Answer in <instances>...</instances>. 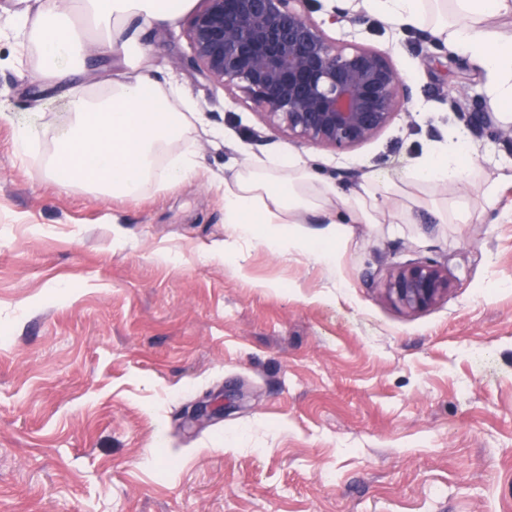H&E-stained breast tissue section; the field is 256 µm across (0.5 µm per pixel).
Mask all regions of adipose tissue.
Instances as JSON below:
<instances>
[{"label":"adipose tissue","instance_id":"1","mask_svg":"<svg viewBox=\"0 0 512 512\" xmlns=\"http://www.w3.org/2000/svg\"><path fill=\"white\" fill-rule=\"evenodd\" d=\"M85 11L103 27L102 48L115 53L145 52V25L169 22L190 0H81ZM367 11L405 27L426 20L425 0H363ZM453 20L440 25L437 35L461 49L482 70L487 88L504 110L512 109V40L485 26L488 14L512 13V0H449ZM13 28L26 44L36 45L44 72L59 78L72 73L80 61L85 32L74 25L67 10L52 7L35 13L19 12ZM107 92L90 98L72 88L73 116L50 160V170L62 185L84 184L101 195L139 197L145 185L161 178L169 186L193 178L199 161L184 141L195 114L190 98L178 86H161L150 76L106 79ZM465 135L455 132L446 145L427 155L411 172L416 181L441 184L458 181L463 172ZM386 184L366 181L344 192L334 184L312 189L311 175L290 155L259 165L239 168L224 180V221L241 235L252 236L265 226V245L274 251L306 249L325 261L335 253L328 240L288 238L280 224L306 223L317 214L319 199L333 196L343 207L372 220Z\"/></svg>","mask_w":512,"mask_h":512}]
</instances>
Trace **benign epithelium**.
I'll return each instance as SVG.
<instances>
[{
    "label": "benign epithelium",
    "instance_id": "benign-epithelium-1",
    "mask_svg": "<svg viewBox=\"0 0 512 512\" xmlns=\"http://www.w3.org/2000/svg\"><path fill=\"white\" fill-rule=\"evenodd\" d=\"M184 31L192 66L241 89L273 130L308 144L347 149L371 139L409 100L390 56L339 48L315 24L307 0H200ZM448 272L431 262L399 268L386 284L396 306L421 312L448 294ZM224 400L198 401L184 415L199 424Z\"/></svg>",
    "mask_w": 512,
    "mask_h": 512
}]
</instances>
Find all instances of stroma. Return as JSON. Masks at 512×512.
Masks as SVG:
<instances>
[{
	"label": "stroma",
	"instance_id": "1",
	"mask_svg": "<svg viewBox=\"0 0 512 512\" xmlns=\"http://www.w3.org/2000/svg\"><path fill=\"white\" fill-rule=\"evenodd\" d=\"M52 2L0 0V512H512V141L483 74L355 0L336 24L333 0H308L329 40L389 52L410 92L334 150L270 130L192 68L184 14L149 27L143 55L87 41L85 65L51 82L12 20ZM112 74L188 94L196 179L131 200L45 175L71 86L98 95ZM462 86L491 124L453 110ZM457 130L464 179L412 181ZM286 152L316 183L391 186L374 223L285 225L335 234L334 265L224 222L225 172ZM420 261L451 286L407 312L386 283ZM207 395L224 415L182 425Z\"/></svg>",
	"mask_w": 512,
	"mask_h": 512
}]
</instances>
